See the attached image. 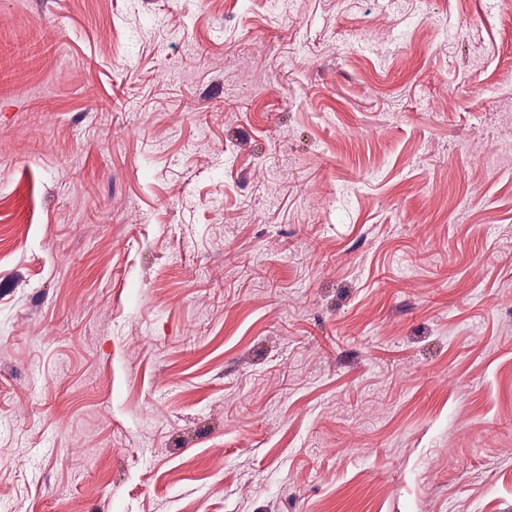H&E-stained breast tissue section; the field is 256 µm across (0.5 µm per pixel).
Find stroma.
<instances>
[{"mask_svg":"<svg viewBox=\"0 0 512 512\" xmlns=\"http://www.w3.org/2000/svg\"><path fill=\"white\" fill-rule=\"evenodd\" d=\"M0 512H512L498 0H0Z\"/></svg>","mask_w":512,"mask_h":512,"instance_id":"1","label":"stroma"}]
</instances>
